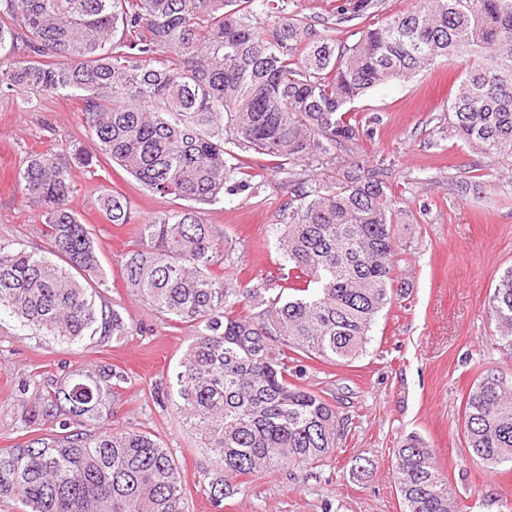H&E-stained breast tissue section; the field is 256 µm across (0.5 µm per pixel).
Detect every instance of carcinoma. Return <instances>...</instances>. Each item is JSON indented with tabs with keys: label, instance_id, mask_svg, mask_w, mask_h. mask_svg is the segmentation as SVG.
I'll list each match as a JSON object with an SVG mask.
<instances>
[{
	"label": "carcinoma",
	"instance_id": "carcinoma-1",
	"mask_svg": "<svg viewBox=\"0 0 512 512\" xmlns=\"http://www.w3.org/2000/svg\"><path fill=\"white\" fill-rule=\"evenodd\" d=\"M380 0H336L335 26L319 31L289 0H0V93L79 100L99 153L153 195L191 202L135 227L123 280L149 310L195 329L176 372V414L216 456L202 472L211 502L231 479L274 468L305 473L338 448L343 419L304 385V361L344 366L370 342L394 287L399 248L387 169L309 187L295 168L324 164L359 142L354 104L389 80L459 59L464 77L448 107V133L486 158L512 162V0H417L379 19ZM263 14L267 26L258 25ZM362 27L351 44L335 27ZM275 161L292 197L280 228L288 295L239 288L234 250L200 210L251 187L231 147ZM97 156L29 150L19 178L43 208L50 253L0 242V310L78 344L121 340L122 312L97 303L106 282L98 246L70 206L73 172ZM111 224L132 213L124 195L101 194ZM496 342L512 360V267L488 305ZM128 377L106 369L60 384L35 377L24 422L59 431L0 449V501L19 512H184L185 485L152 432L112 426ZM471 456L512 467V381L479 375L461 400ZM403 512H454L435 453L416 434L394 451Z\"/></svg>",
	"mask_w": 512,
	"mask_h": 512
}]
</instances>
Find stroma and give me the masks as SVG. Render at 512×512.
Masks as SVG:
<instances>
[{"instance_id": "1", "label": "stroma", "mask_w": 512, "mask_h": 512, "mask_svg": "<svg viewBox=\"0 0 512 512\" xmlns=\"http://www.w3.org/2000/svg\"><path fill=\"white\" fill-rule=\"evenodd\" d=\"M460 74V65L441 64L369 91L356 104L369 136L354 152L304 173L329 182L357 168L388 167L400 212L395 276L405 289L351 366L307 362L305 384L335 400L345 430L335 454L306 479L285 469L242 476L222 507L212 505L201 472L214 461L173 409L176 367L193 330L144 307L122 277L125 256L137 244L135 225L181 203L153 197L107 159L95 175L75 172L72 206L100 248L106 271L101 301L123 311L131 332L120 341L95 336L68 344L1 312L0 449L30 438L23 380L36 375L49 383L110 367L128 375L115 426L150 429L167 444L185 480V512H402L391 469L395 448L411 433L434 450L456 512H505L512 504V469L492 473L472 460L460 403L480 373L493 369L512 377V360L498 349L487 316L498 278L512 266V171L449 136L448 102ZM75 144L96 149L76 100L48 98L33 109L24 93L0 95V241L47 253L41 210L26 202L18 171L29 148L64 155ZM262 175L258 190L225 195L201 213L234 248L241 288L264 287L283 262L277 231L291 193L274 169ZM113 190L126 197L132 224H110L98 212L97 196ZM358 456L373 461L361 479L350 471Z\"/></svg>"}]
</instances>
